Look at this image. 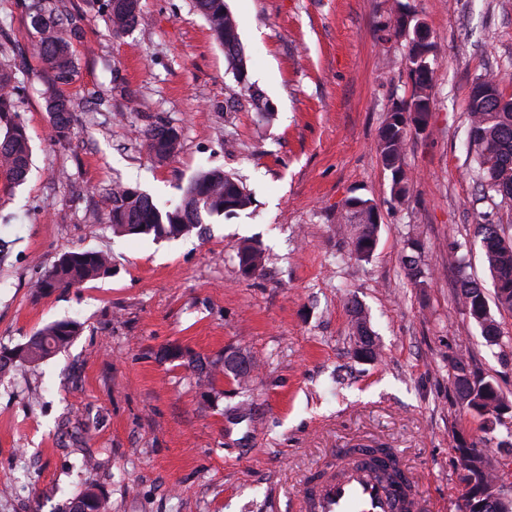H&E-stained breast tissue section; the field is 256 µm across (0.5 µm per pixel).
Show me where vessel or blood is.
Instances as JSON below:
<instances>
[{
    "label": "vessel or blood",
    "mask_w": 512,
    "mask_h": 512,
    "mask_svg": "<svg viewBox=\"0 0 512 512\" xmlns=\"http://www.w3.org/2000/svg\"><path fill=\"white\" fill-rule=\"evenodd\" d=\"M302 512H428L429 503L403 463L344 454L333 470L306 482Z\"/></svg>",
    "instance_id": "b4317fda"
}]
</instances>
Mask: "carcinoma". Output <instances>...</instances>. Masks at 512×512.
<instances>
[{"mask_svg": "<svg viewBox=\"0 0 512 512\" xmlns=\"http://www.w3.org/2000/svg\"><path fill=\"white\" fill-rule=\"evenodd\" d=\"M397 11L394 33L409 37L406 66L413 88L409 98L395 104L382 125L376 151L383 168L391 173L390 194L394 202L407 201L410 182L404 168V152L411 130H428L432 112V78L435 44L421 33L424 26L415 17L409 4L396 0ZM195 8L208 22L217 43L231 66L244 101L252 110L269 115L271 104L246 82V63L241 46L238 23L227 9L224 0H194ZM64 6L58 0H32L28 7L29 25L37 36L35 50L44 64L52 92L46 97V108L51 114L54 136L59 141L68 138L74 107L54 89L67 85L74 74L71 41L76 31L64 21ZM108 20L112 35L120 36L145 22L140 0H108ZM490 90L486 96L469 92L468 146L475 163L474 172L484 192H492L501 202L512 207V95L504 92L501 81L493 77L476 80ZM16 71L0 67V168L20 185L31 171V147L23 124L12 116L16 90ZM149 154L158 163H166L178 155L181 139L175 128L154 124L141 131ZM181 199L174 206L159 207L152 196L137 188L119 186L112 191L109 223L112 232L119 235H152L156 239H176L192 232L205 218H230L253 204L251 192L241 180L220 168H203L180 187ZM338 231L360 259H368L374 252L380 232L379 216L369 199L351 197L336 212ZM423 231L414 226L407 241L409 253L403 257L405 273L417 287H424L430 278L421 263ZM480 243L494 289V304H489L485 291L469 272V264L461 250L472 243ZM456 296L466 318L480 328L489 347H502L512 339L504 336L491 306L512 312V231L501 224L482 221L474 225L472 240L454 242ZM241 275L253 277L265 266V251L255 242L244 241L236 248ZM108 254L102 251L77 250L63 254L37 282L42 293L56 289L75 288L88 280L105 275L111 270ZM354 329V355L362 361H374L380 356L379 344L361 309L350 308ZM81 331L75 320L51 322L40 328L29 340L12 349L0 352V372L21 368L43 361L66 348ZM170 360H180L198 371V383L211 386L219 376L241 384L245 379L224 368L215 360L205 368L187 350L168 353ZM450 379L456 401L468 414L488 422L489 409L512 415V401L507 400L497 383L485 376L464 356L449 362ZM491 439L462 438L456 447L458 478L464 490L470 491L489 484L497 477V461L487 447ZM70 512H110L106 497L89 487L72 503Z\"/></svg>", "mask_w": 512, "mask_h": 512, "instance_id": "cac0c4a2", "label": "carcinoma"}]
</instances>
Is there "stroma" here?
<instances>
[{
	"label": "stroma",
	"mask_w": 512,
	"mask_h": 512,
	"mask_svg": "<svg viewBox=\"0 0 512 512\" xmlns=\"http://www.w3.org/2000/svg\"><path fill=\"white\" fill-rule=\"evenodd\" d=\"M28 0H0V64L24 63L15 111L32 147L20 186L0 171V347L43 325L83 331L50 359L0 376V512H66L88 486L111 512H298L309 472L341 448H392L433 512H458L459 439L512 446V417L484 428L456 403L448 362L465 354L512 401V345L486 346L456 302L448 245L479 214L512 224V207L483 196L466 141L472 83L512 69V0H409L437 47L427 133H410V201L394 204L376 152L394 103L411 93L409 41L389 34L395 0H225L239 23L248 79L272 103L264 119L230 111L237 82L191 0H142L147 20L115 37L108 0H66L79 35L76 71L60 92L76 105L70 140H54ZM176 127L171 162L150 157L141 129ZM239 178L253 205L177 240L117 236L107 221L115 183L177 202L202 168ZM371 199L380 238L351 256L334 217ZM423 230L427 287L401 260ZM265 251L243 278L234 248ZM108 252V275L37 292L65 252ZM366 311L381 355H353L349 302ZM178 346L203 360L227 350L257 369L246 388L197 385L165 359ZM97 467L82 468L85 458Z\"/></svg>",
	"instance_id": "stroma-1"
}]
</instances>
